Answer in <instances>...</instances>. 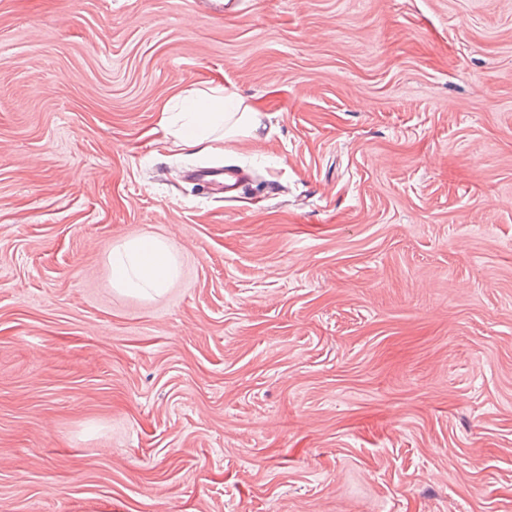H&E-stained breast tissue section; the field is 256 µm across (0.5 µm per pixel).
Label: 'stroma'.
Masks as SVG:
<instances>
[{"label":"stroma","instance_id":"obj_1","mask_svg":"<svg viewBox=\"0 0 512 512\" xmlns=\"http://www.w3.org/2000/svg\"><path fill=\"white\" fill-rule=\"evenodd\" d=\"M225 2L0 0V512H512V0ZM224 88L210 85L177 95L182 108L178 112H167L162 119L164 138L194 147L205 144L208 149L220 150L212 144H224V140L248 138L260 125L259 109L244 98L226 97ZM230 100V109L226 100ZM112 288L144 298L160 295L177 279L179 264L166 240L136 237L112 247L108 254Z\"/></svg>","mask_w":512,"mask_h":512}]
</instances>
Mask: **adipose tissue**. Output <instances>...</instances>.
Instances as JSON below:
<instances>
[{
    "label": "adipose tissue",
    "mask_w": 512,
    "mask_h": 512,
    "mask_svg": "<svg viewBox=\"0 0 512 512\" xmlns=\"http://www.w3.org/2000/svg\"><path fill=\"white\" fill-rule=\"evenodd\" d=\"M182 108L165 113V138L187 147L247 138L260 125V111L243 98L226 99L223 89L210 85L181 96ZM111 285L118 292L150 298L177 279L179 264L166 240L136 237L112 247L108 254Z\"/></svg>",
    "instance_id": "obj_1"
}]
</instances>
